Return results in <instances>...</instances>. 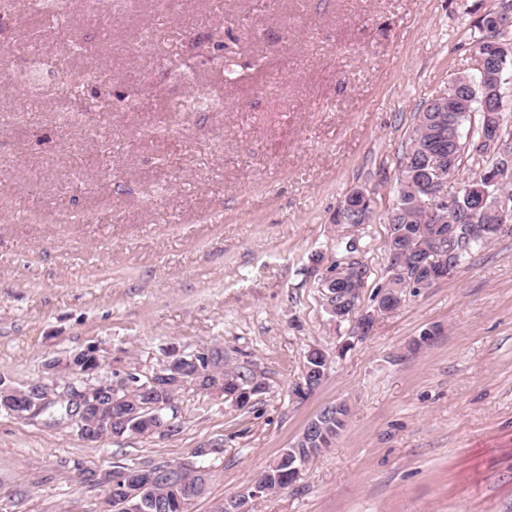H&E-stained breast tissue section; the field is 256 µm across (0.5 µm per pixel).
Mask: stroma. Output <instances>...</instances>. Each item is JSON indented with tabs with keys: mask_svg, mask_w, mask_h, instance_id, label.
<instances>
[{
	"mask_svg": "<svg viewBox=\"0 0 512 512\" xmlns=\"http://www.w3.org/2000/svg\"><path fill=\"white\" fill-rule=\"evenodd\" d=\"M493 4L125 0L91 21L81 0H0V374L27 383L87 348L133 370L177 342L223 346L265 384L248 409L182 392L168 438L88 443L0 413V512H104L84 470L185 462L211 441L189 512H217L339 401L335 447L253 512H512V227L368 335L321 295L351 256L372 310L414 114L471 72ZM34 54L37 97L9 80ZM92 65L105 79L55 122L67 75ZM355 188L371 222L336 223ZM313 346L333 360L300 399Z\"/></svg>",
	"mask_w": 512,
	"mask_h": 512,
	"instance_id": "1",
	"label": "stroma"
}]
</instances>
